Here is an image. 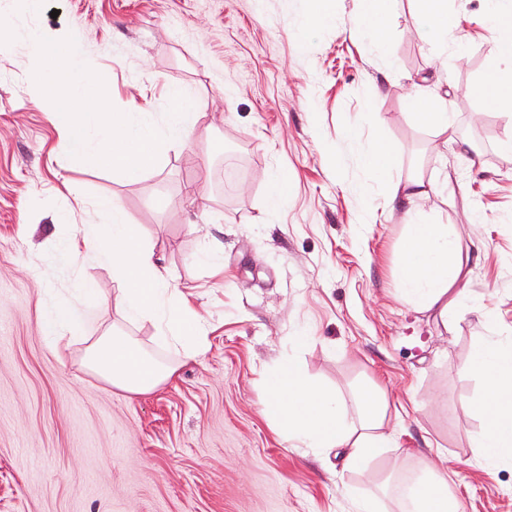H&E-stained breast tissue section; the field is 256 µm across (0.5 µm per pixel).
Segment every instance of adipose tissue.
I'll use <instances>...</instances> for the list:
<instances>
[{"label": "adipose tissue", "mask_w": 512, "mask_h": 512, "mask_svg": "<svg viewBox=\"0 0 512 512\" xmlns=\"http://www.w3.org/2000/svg\"><path fill=\"white\" fill-rule=\"evenodd\" d=\"M483 26L492 34L496 54L488 73L473 88L476 97L512 118V9L502 0H486ZM363 166L373 182L389 187L390 196L411 201L428 196L433 182L416 175L404 184L391 182L399 151L382 143L368 148ZM98 222L82 225L68 242L72 253L91 255L117 288L112 298L120 318L129 325L151 320L155 338L175 349L167 363L151 357L136 339L120 330L92 337L85 367L114 388L130 394L157 389L174 376L180 362L194 360L207 347L205 319L193 307L191 288H176L162 256L147 243L137 225L126 221L117 199L96 206ZM400 261L394 270L399 295L408 306L437 311L443 321L457 317L460 300L478 321L498 320L483 294L470 290V255L460 238L444 224H429L405 213ZM478 375L484 391L474 409L481 428L473 439L480 463L493 466L512 460V338H486L464 365ZM267 397L262 414L275 430L298 448L344 452L346 470L361 472L383 448L397 445L389 405L381 388L363 380L349 392L314 382L302 365L288 360L260 377ZM392 496L399 512H461L447 477L431 467L414 479H387L356 495L354 512H375L379 496Z\"/></svg>", "instance_id": "adipose-tissue-1"}]
</instances>
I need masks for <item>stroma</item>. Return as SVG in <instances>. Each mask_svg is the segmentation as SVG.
<instances>
[{"instance_id": "obj_1", "label": "stroma", "mask_w": 512, "mask_h": 512, "mask_svg": "<svg viewBox=\"0 0 512 512\" xmlns=\"http://www.w3.org/2000/svg\"><path fill=\"white\" fill-rule=\"evenodd\" d=\"M485 6L448 0L460 57L423 40L411 0H395L383 53L347 24L353 0H338L340 24L310 31L312 0H48L32 26L82 38L117 110L165 111L170 81L201 114L136 179L60 149L24 82L32 26L15 31L0 54V512H353L352 494L424 462L449 473L462 512H512V462L478 465L482 384L462 371L481 337L512 336V159L498 150L512 127L472 93L495 53ZM424 79L448 90L455 141L412 119ZM378 142L400 152L394 180L435 182L413 209L469 245L470 286L496 330L464 311L447 327L401 300L403 210L361 162ZM272 171L290 178L277 210ZM68 186L83 204L61 223ZM104 197L162 253L172 286H193L208 322L205 354L148 394L108 385L84 346L54 351L41 328L56 305L85 308L82 280L112 294L91 257L62 248ZM209 243L223 274L199 261ZM288 358L344 390L375 378L397 447L359 474L276 434L258 377Z\"/></svg>"}]
</instances>
